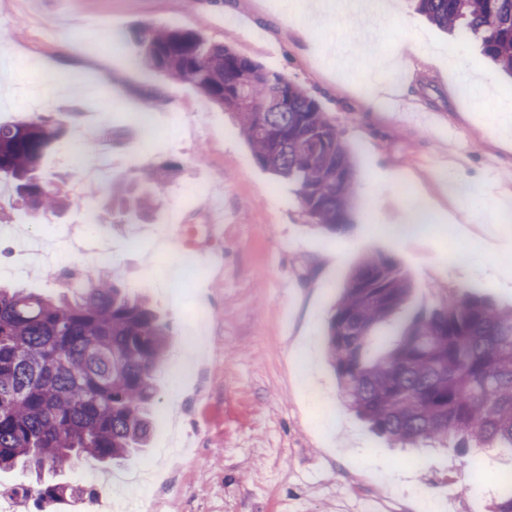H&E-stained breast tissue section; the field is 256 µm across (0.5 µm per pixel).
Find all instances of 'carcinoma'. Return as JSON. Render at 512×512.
Masks as SVG:
<instances>
[{
	"label": "carcinoma",
	"mask_w": 512,
	"mask_h": 512,
	"mask_svg": "<svg viewBox=\"0 0 512 512\" xmlns=\"http://www.w3.org/2000/svg\"><path fill=\"white\" fill-rule=\"evenodd\" d=\"M414 2L459 41H479L485 57L512 77V0ZM135 42L145 68L192 84L235 115L233 132L262 167L295 186L315 224L330 233L351 226L357 149L306 90L195 32L146 25ZM242 86L250 107L240 104ZM63 135V123L50 115L0 123V181L34 217L69 207L66 180L42 171ZM176 173L165 165L141 171L142 214L157 208L152 188ZM107 267L54 268V278L75 280L67 284L71 298L0 287V472L28 474L16 488L26 498L83 496L85 489L54 477L79 457L122 466L154 429L155 372L167 331L117 275L99 282ZM410 290L383 255L366 257L351 273L327 332L344 404L402 447L429 441L512 452V307L463 294L415 312L395 340L376 344ZM489 512H512V485L499 486Z\"/></svg>",
	"instance_id": "1"
}]
</instances>
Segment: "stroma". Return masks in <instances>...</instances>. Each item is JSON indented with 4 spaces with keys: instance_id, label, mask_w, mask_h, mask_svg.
Wrapping results in <instances>:
<instances>
[{
    "instance_id": "1",
    "label": "stroma",
    "mask_w": 512,
    "mask_h": 512,
    "mask_svg": "<svg viewBox=\"0 0 512 512\" xmlns=\"http://www.w3.org/2000/svg\"><path fill=\"white\" fill-rule=\"evenodd\" d=\"M292 2L287 12L282 0H0V58L12 63L0 69V122L33 115L22 93L46 68L64 85L46 90L48 112L75 106L124 131L112 150L115 175L131 181L145 165L180 167L159 188L154 215L135 227L138 242L124 212L104 213L98 227L128 294L148 300L168 331L150 445L127 468L79 458L64 477L103 501L120 494L123 478L143 477L130 497L151 512H284L292 500L307 512H337L338 502L375 498L384 512H487L493 478L512 470V453L481 452L489 479L476 482L458 449L393 447L342 405L326 330L346 276L369 255L392 257L410 278L409 309L466 291L512 303V280L469 218L512 211V139L492 112L472 111L448 65L461 63L500 95L508 83L478 43L456 41L412 0L376 14L379 39L346 64L333 60L330 29L302 36L304 0ZM146 24L196 31L307 90L358 148L354 225L323 233L293 185L275 181L232 133L228 112L191 84L143 68L130 36ZM405 44L418 48L412 66H391ZM146 108L181 113L194 136L155 146L137 116ZM197 183L221 187L228 227L223 239H195L201 274L192 287L172 289L166 272L183 251L159 250L151 231L173 209L180 223H207L205 200L185 193ZM71 200L64 214L38 221L15 201L0 205L10 216L9 234L0 235L1 284L63 294L48 266L20 275L10 268L27 234L79 222L89 198ZM198 333L208 343L198 372L171 375Z\"/></svg>"
}]
</instances>
